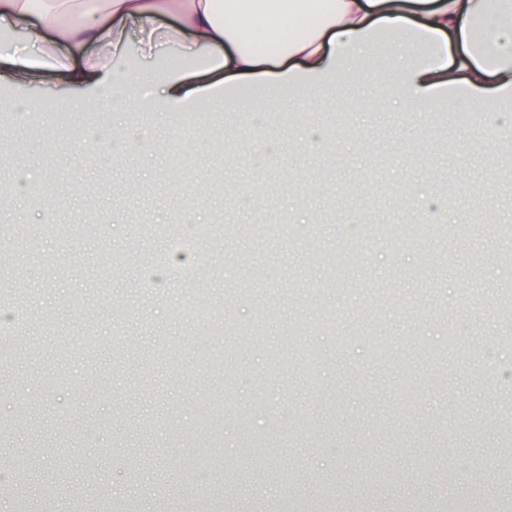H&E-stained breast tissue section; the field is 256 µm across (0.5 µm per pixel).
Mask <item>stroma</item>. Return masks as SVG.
I'll use <instances>...</instances> for the list:
<instances>
[{"label":"stroma","instance_id":"stroma-1","mask_svg":"<svg viewBox=\"0 0 512 512\" xmlns=\"http://www.w3.org/2000/svg\"><path fill=\"white\" fill-rule=\"evenodd\" d=\"M22 63L43 119L34 136L1 123L0 152L16 150L13 172L46 177L55 198L0 205V299L19 320L0 367L12 381L0 469L35 460L24 488L0 486V512H512V388L473 371L493 337L512 336V134L457 103L404 116L373 77L320 90L313 125L343 133L315 152L303 128L225 120L219 96L188 126L153 109L90 120L63 69L34 47ZM131 127L149 131L147 152L96 154L91 129ZM241 143L275 151L253 166ZM176 145L191 159L173 184ZM404 185L450 198L441 224L421 226ZM354 221L399 232L352 237ZM184 224L212 229L197 275L145 299L141 268ZM356 251L365 263L342 262ZM315 281L322 294H308ZM207 295L208 321H258L261 336L196 335L179 311ZM285 317L307 335L279 328ZM389 329L376 361L373 337ZM184 338L214 362L190 386L168 356ZM229 375L242 411L224 414L223 466L202 484L197 414Z\"/></svg>","mask_w":512,"mask_h":512}]
</instances>
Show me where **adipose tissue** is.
Wrapping results in <instances>:
<instances>
[{"mask_svg":"<svg viewBox=\"0 0 512 512\" xmlns=\"http://www.w3.org/2000/svg\"><path fill=\"white\" fill-rule=\"evenodd\" d=\"M72 0H0V29L22 33L58 57L86 46L94 54L68 68L76 88H96L86 111L122 112L141 104L188 112L224 85L259 81L302 100L324 85L347 88L364 53L380 36L399 40L384 93L417 112L452 100L477 112H512V22L497 14L496 0H89L80 21L60 16ZM189 33L180 49L214 81L195 85L185 75L155 65L150 92L129 87L113 72L135 27L143 47L161 37V18Z\"/></svg>","mask_w":512,"mask_h":512,"instance_id":"1","label":"adipose tissue"}]
</instances>
